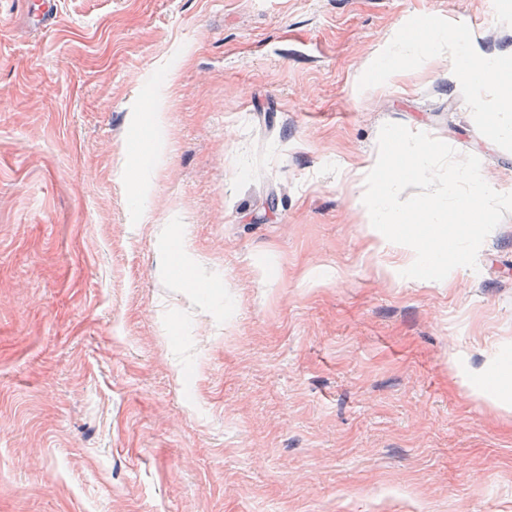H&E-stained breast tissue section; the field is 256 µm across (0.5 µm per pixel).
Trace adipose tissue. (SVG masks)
I'll return each mask as SVG.
<instances>
[{
  "label": "adipose tissue",
  "mask_w": 512,
  "mask_h": 512,
  "mask_svg": "<svg viewBox=\"0 0 512 512\" xmlns=\"http://www.w3.org/2000/svg\"><path fill=\"white\" fill-rule=\"evenodd\" d=\"M405 44V50L395 54L397 61L404 64L418 63L447 46L452 48L457 60H464L468 54V48L465 44L451 41L443 32L432 33L424 37L416 35L406 39ZM462 78L472 86H478L488 81L496 85L499 92V109L487 113L484 120L494 138L511 140L512 64L508 63L506 56L492 55L486 57L478 68H463Z\"/></svg>",
  "instance_id": "adipose-tissue-1"
}]
</instances>
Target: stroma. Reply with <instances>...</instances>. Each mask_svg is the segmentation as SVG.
Returning a JSON list of instances; mask_svg holds the SVG:
<instances>
[{
    "mask_svg": "<svg viewBox=\"0 0 512 512\" xmlns=\"http://www.w3.org/2000/svg\"><path fill=\"white\" fill-rule=\"evenodd\" d=\"M58 9L0 0V512H512V214L432 281L360 203L388 122L512 193L492 91L391 57L512 0ZM38 2L34 10L28 12L31 22L41 28H51L58 17L57 0H36Z\"/></svg>",
    "mask_w": 512,
    "mask_h": 512,
    "instance_id": "1",
    "label": "stroma"
}]
</instances>
